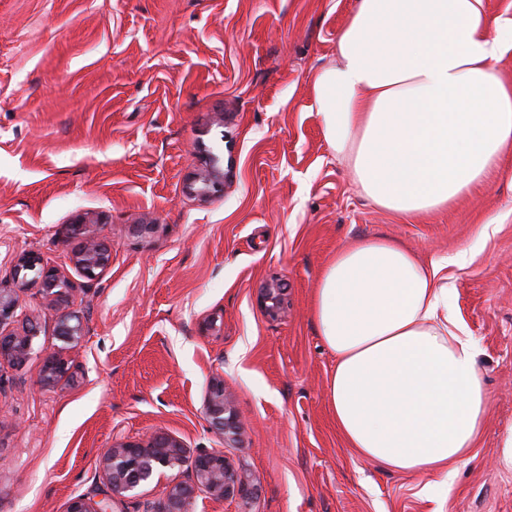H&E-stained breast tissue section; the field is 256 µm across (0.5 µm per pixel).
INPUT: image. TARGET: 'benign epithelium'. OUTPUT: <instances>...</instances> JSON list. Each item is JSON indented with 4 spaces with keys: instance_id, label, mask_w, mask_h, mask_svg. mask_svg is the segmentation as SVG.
Here are the masks:
<instances>
[{
    "instance_id": "1",
    "label": "benign epithelium",
    "mask_w": 512,
    "mask_h": 512,
    "mask_svg": "<svg viewBox=\"0 0 512 512\" xmlns=\"http://www.w3.org/2000/svg\"><path fill=\"white\" fill-rule=\"evenodd\" d=\"M97 220L78 214L69 224L67 241L72 245L71 260L81 275L96 281L112 260V249L96 232ZM16 287L0 289V360L23 364L33 349L38 328L23 309L20 293L36 287L44 307L55 314V332L66 345L78 343L82 336L83 319L69 308L74 291L70 279L58 268L43 263L34 252L16 257L13 266ZM70 374V364L61 353L44 356L38 383L54 388ZM205 415L210 428L224 437L237 434L238 422L232 400L224 391V378L210 379L205 398ZM186 460L183 444L168 435L158 434L147 440H127L106 449L100 458V469L109 490V500L93 502L83 495L68 502L67 512H111L110 501L121 500L149 482L162 469L181 466ZM193 482L175 485L166 493L168 508L164 512H189L186 508L199 491L220 498L234 485V475L224 455L203 451L192 460Z\"/></svg>"
}]
</instances>
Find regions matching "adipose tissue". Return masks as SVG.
I'll return each instance as SVG.
<instances>
[{
	"instance_id": "obj_1",
	"label": "adipose tissue",
	"mask_w": 512,
	"mask_h": 512,
	"mask_svg": "<svg viewBox=\"0 0 512 512\" xmlns=\"http://www.w3.org/2000/svg\"><path fill=\"white\" fill-rule=\"evenodd\" d=\"M512 16L484 0H355L336 58L313 77L323 135L379 208H448L512 154ZM448 258L375 236L327 264L312 309L336 359V431L361 457L447 493L488 408L475 341L450 304Z\"/></svg>"
}]
</instances>
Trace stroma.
<instances>
[{
    "mask_svg": "<svg viewBox=\"0 0 512 512\" xmlns=\"http://www.w3.org/2000/svg\"><path fill=\"white\" fill-rule=\"evenodd\" d=\"M354 0H0V288L24 250L75 286L83 336L64 349L37 289L34 352L0 362V512H66L105 499L100 455L166 434L188 456L222 452L244 490L201 493L191 512H512V179L493 175L413 219L371 206L327 145L314 73L336 57ZM216 170L222 189L192 195ZM101 216L112 262L87 282L66 243L75 214ZM151 230L137 233L135 225ZM488 227V238L479 230ZM386 236L449 266L457 318L476 340L489 398L483 433L448 499L338 436L334 357L312 292L327 261ZM280 287L282 307L260 299ZM64 351L72 380L37 382ZM224 378L239 432L206 419ZM190 465L155 474L115 512H157Z\"/></svg>",
    "mask_w": 512,
    "mask_h": 512,
    "instance_id": "35a3bbf8",
    "label": "stroma"
}]
</instances>
